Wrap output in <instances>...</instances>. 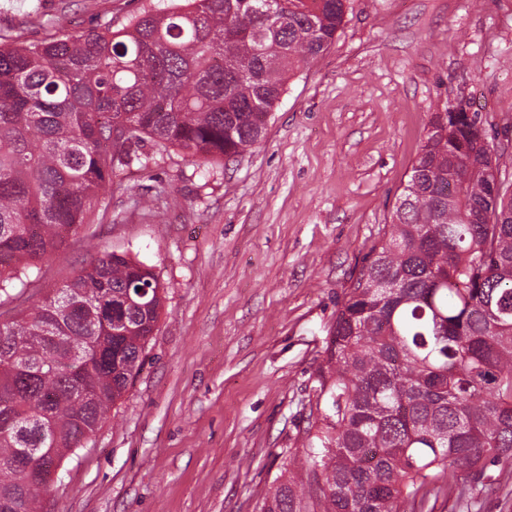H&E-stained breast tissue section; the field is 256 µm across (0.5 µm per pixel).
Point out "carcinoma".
<instances>
[{"label": "carcinoma", "instance_id": "cac0c4a2", "mask_svg": "<svg viewBox=\"0 0 512 512\" xmlns=\"http://www.w3.org/2000/svg\"><path fill=\"white\" fill-rule=\"evenodd\" d=\"M346 2L181 0L120 28L1 39L0 298L69 249L114 166L147 165L145 145L222 160L258 144ZM510 168L468 113L431 117L261 512H434L452 495L460 512L512 459ZM161 309L152 268L105 251L0 323V512H30L47 492L34 473L99 428Z\"/></svg>", "mask_w": 512, "mask_h": 512}]
</instances>
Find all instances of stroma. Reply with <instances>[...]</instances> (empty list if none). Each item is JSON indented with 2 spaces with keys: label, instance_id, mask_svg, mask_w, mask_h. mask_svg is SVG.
<instances>
[{
  "label": "stroma",
  "instance_id": "35a3bbf8",
  "mask_svg": "<svg viewBox=\"0 0 512 512\" xmlns=\"http://www.w3.org/2000/svg\"><path fill=\"white\" fill-rule=\"evenodd\" d=\"M167 0H0V36L115 27ZM512 147V0H348L262 142L114 167L67 253L0 303L25 314L98 252L151 265L163 307L140 373L45 494L47 512H259L298 447L338 303L382 239L436 112ZM472 512H512V462Z\"/></svg>",
  "mask_w": 512,
  "mask_h": 512
}]
</instances>
